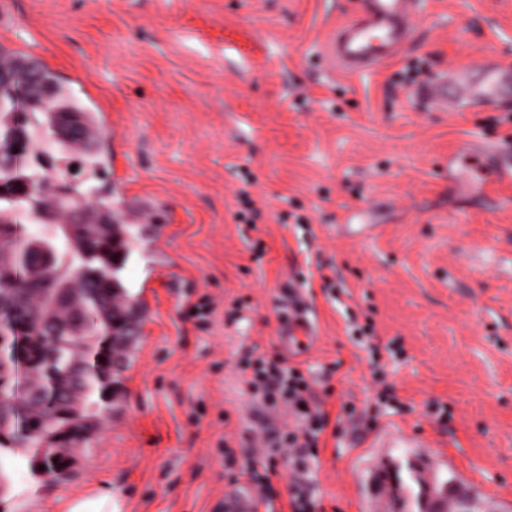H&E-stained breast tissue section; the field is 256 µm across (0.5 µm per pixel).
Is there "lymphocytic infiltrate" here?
I'll return each mask as SVG.
<instances>
[{
  "label": "lymphocytic infiltrate",
  "mask_w": 512,
  "mask_h": 512,
  "mask_svg": "<svg viewBox=\"0 0 512 512\" xmlns=\"http://www.w3.org/2000/svg\"><path fill=\"white\" fill-rule=\"evenodd\" d=\"M249 384L273 412L292 416L295 427L258 439L259 451L246 467L263 503H271L274 482L280 479V461L295 462L290 482V512H316L317 502L309 490L308 462L316 458L320 437L329 424L328 414L307 397L309 382L300 368L258 356L250 365Z\"/></svg>",
  "instance_id": "f902f5d3"
}]
</instances>
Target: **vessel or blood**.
Segmentation results:
<instances>
[{
	"label": "vessel or blood",
	"mask_w": 512,
	"mask_h": 512,
	"mask_svg": "<svg viewBox=\"0 0 512 512\" xmlns=\"http://www.w3.org/2000/svg\"><path fill=\"white\" fill-rule=\"evenodd\" d=\"M421 0H360V12L333 31L324 46L332 68L362 73L379 67L414 39L415 18ZM512 84V65L488 59L475 65L449 70L422 87L416 96L444 112H459L497 101ZM448 172L468 175L471 188L487 192L512 183V152L480 143L464 144L448 157ZM308 333L303 311L292 313L281 329V340L294 346ZM226 512H258L260 505L248 492L230 491Z\"/></svg>",
	"instance_id": "vessel-or-blood-1"
}]
</instances>
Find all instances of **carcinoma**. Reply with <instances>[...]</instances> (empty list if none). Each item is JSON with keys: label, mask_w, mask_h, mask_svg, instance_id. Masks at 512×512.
I'll list each match as a JSON object with an SVG mask.
<instances>
[{"label": "carcinoma", "mask_w": 512, "mask_h": 512, "mask_svg": "<svg viewBox=\"0 0 512 512\" xmlns=\"http://www.w3.org/2000/svg\"><path fill=\"white\" fill-rule=\"evenodd\" d=\"M0 71L11 79L14 113H80L85 143L75 140L70 147L79 148L87 163L99 164L89 152L95 117L72 100L51 69L0 45ZM42 85L52 87L54 94L48 105L39 108L33 100ZM14 143L0 146V151L9 152V162L0 166V184L22 186L28 181L42 197L49 196L46 184L23 173L25 142L17 137ZM76 220L72 212L63 223L43 228L52 234L61 230L68 243L72 236L81 237L83 227ZM7 228V234L0 236V306L6 311V332L0 334V362L5 366L0 373V411L9 426L0 431V447L26 448L44 472L61 475L69 456L49 460L41 450L63 438L72 448L88 443L101 414L112 410L127 351L136 340L124 336L115 341L112 325L131 317L139 329L143 322L142 304L127 295L118 278L128 259V230L115 224L104 232H92L86 250L79 254L66 247L65 254L78 261L75 279L69 280L60 271L62 255L57 251L51 267L37 268L30 252L34 232L27 225L12 219ZM72 290L94 300V317L79 327L76 340L58 335V324L73 318L60 295Z\"/></svg>", "instance_id": "obj_1"}]
</instances>
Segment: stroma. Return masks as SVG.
Segmentation results:
<instances>
[{
	"instance_id": "stroma-1",
	"label": "stroma",
	"mask_w": 512,
	"mask_h": 512,
	"mask_svg": "<svg viewBox=\"0 0 512 512\" xmlns=\"http://www.w3.org/2000/svg\"><path fill=\"white\" fill-rule=\"evenodd\" d=\"M358 9L0 0V44L98 119L99 166L60 146L29 152L28 170L96 188L130 225L119 277L145 311L112 411L67 477L0 450V512H61L103 489L116 512H224L225 452L244 465L250 437L276 424L242 371L262 354L307 371L330 417L310 465L326 512H382L383 461L405 485L403 512H424L416 461L440 489L461 476L512 502V187L471 195L448 177L462 143L512 144V98L440 112L404 82L416 67L512 63V0H427L409 51L332 70L324 40ZM296 292L313 337L286 354L278 326ZM384 387L393 403H378ZM366 413L401 447H364Z\"/></svg>"
}]
</instances>
